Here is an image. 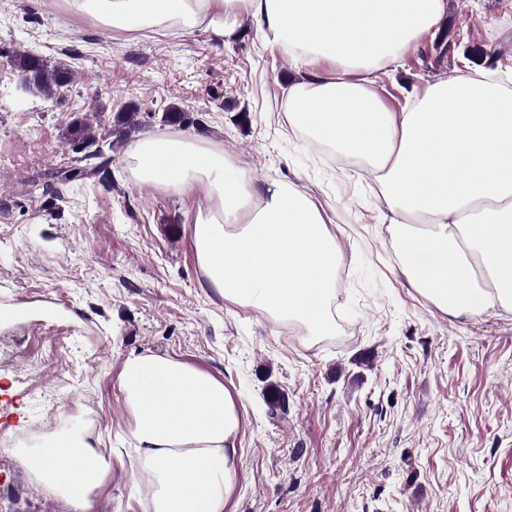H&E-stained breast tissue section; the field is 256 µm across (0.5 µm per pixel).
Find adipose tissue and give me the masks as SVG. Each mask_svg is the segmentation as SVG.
I'll return each instance as SVG.
<instances>
[{
  "instance_id": "obj_1",
  "label": "adipose tissue",
  "mask_w": 512,
  "mask_h": 512,
  "mask_svg": "<svg viewBox=\"0 0 512 512\" xmlns=\"http://www.w3.org/2000/svg\"><path fill=\"white\" fill-rule=\"evenodd\" d=\"M71 5L118 30L204 25L221 41L237 36L239 15L259 14L263 40L296 60L289 125L365 164L411 287L454 316L512 312V84L468 68L427 82L398 109L377 87L378 72L398 68L438 25L447 0ZM131 158L143 184L185 192L206 181L214 207L196 215L193 235L225 301L312 336L334 333L339 249L311 197L277 182L255 189L245 169L191 136L140 140ZM118 385L138 465L152 476L150 512H224L237 484L241 417L223 380L146 351L124 360ZM25 465L47 493L82 510L109 471L79 427L42 438Z\"/></svg>"
}]
</instances>
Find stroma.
Listing matches in <instances>:
<instances>
[{
    "label": "stroma",
    "instance_id": "stroma-1",
    "mask_svg": "<svg viewBox=\"0 0 512 512\" xmlns=\"http://www.w3.org/2000/svg\"><path fill=\"white\" fill-rule=\"evenodd\" d=\"M238 39L206 28L116 32L66 0H0V512H73L6 449L39 427L80 425L111 463L90 512H147L150 474L134 467L131 416L118 387L126 357L152 351L222 379L242 417L238 485L226 512H512V313L456 318L410 288L380 222L370 175L290 130L295 61L261 43L259 16ZM512 71V0H448V13L382 94L404 99L452 77L473 49ZM17 49L74 71L46 99L20 90ZM135 105L104 175L32 188L70 166L74 120L108 135ZM176 106L198 139L257 185H292L321 206L337 240V339H285L250 307L209 288L191 229L208 205L137 182L130 151L174 133ZM288 399L269 412V387Z\"/></svg>",
    "mask_w": 512,
    "mask_h": 512
}]
</instances>
